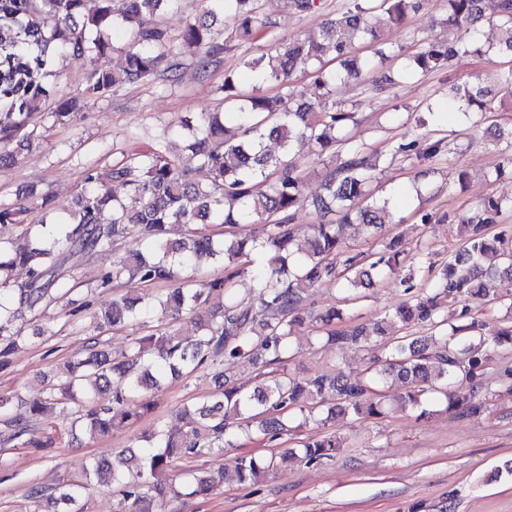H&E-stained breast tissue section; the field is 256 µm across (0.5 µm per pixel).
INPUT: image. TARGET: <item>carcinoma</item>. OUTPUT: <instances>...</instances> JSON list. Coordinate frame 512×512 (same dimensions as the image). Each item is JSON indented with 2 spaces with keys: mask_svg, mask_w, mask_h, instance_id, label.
Listing matches in <instances>:
<instances>
[{
  "mask_svg": "<svg viewBox=\"0 0 512 512\" xmlns=\"http://www.w3.org/2000/svg\"><path fill=\"white\" fill-rule=\"evenodd\" d=\"M113 2L0 0V147L13 146L0 153L1 165L15 162L41 137L37 128L27 130L51 97V87L39 77L56 75L57 61L68 56L107 55V28L125 30L129 43L121 71L96 67L90 72L86 91L100 96L130 80H175L181 54L189 55L205 77L226 49V27L235 41L248 45L273 26L260 0H199L176 41L164 16L180 0H120L119 9ZM485 2L445 0L446 24L458 36L430 39L407 54L396 51L402 58L396 76L375 81V89L396 85L407 74L429 76L454 58L482 52L471 26L484 16ZM492 2L502 36L489 49L512 58V0ZM423 5L424 0H346L318 32L244 56L254 86L245 92L237 78L224 76L225 120L216 112H201L195 123H185L179 154L168 148L175 132L170 125L151 139L148 149L108 169H88L82 192L59 224H46V215L58 208L51 195L41 197L34 215L27 207L0 204V224L18 229L14 237L0 236V360L22 341L23 313L44 318L47 309L73 291L63 268L72 253H112L136 231L145 250L113 256L99 287L177 283L161 297L129 289L91 313L90 327L99 333L136 327L145 334L131 339L121 359L92 348L68 362L64 376L47 387L46 397L29 402L24 417L10 415L13 400L0 397L8 439L24 436L30 423L53 407L74 416L72 423L108 436L154 413V401L141 393L161 390L169 378L203 368L215 385L212 396L178 408L180 428L159 421L140 443L113 458L95 459L80 480L52 491L32 489L35 512H84L83 491L92 483L117 487V512H153L156 501L206 496L223 480V472L192 469L173 481L168 471L177 461L238 446L242 433L270 442L286 432L304 434L297 447L285 449L277 460L240 456L236 477L243 485L257 484L288 461L331 460L341 440L322 427L338 412L364 419L383 416L388 410L383 390L392 385L400 389L396 409L419 418L437 404L462 415L483 411L476 393L489 365L497 354L512 352V324H493L480 313L500 304L489 282L512 277V230L488 232L500 222L507 203L488 196L460 218L464 239L446 261L436 264L423 254L410 255L402 237L380 234L391 220L388 200L369 190L379 157L344 139V123L352 113L336 109V90L375 66L374 59L354 52L355 44L377 42L382 24L399 25ZM298 70L311 74L322 90L320 101L304 100L292 85ZM267 85L276 86L278 94H264ZM484 97L481 87L465 84L455 88L450 106L479 129L486 123ZM78 111L74 96L49 116L65 124ZM268 139L279 141L280 153L266 148ZM441 149L442 140L425 135L392 146L391 153L429 159ZM305 151L327 160L322 192L312 197L304 196L297 173L296 159ZM199 172L206 181L196 179ZM113 183L133 205L112 192ZM305 207L322 220L311 225V236L301 246L293 223ZM202 224H220L229 231L216 239L200 229ZM348 224L373 229L377 249L369 255L350 251L342 239ZM489 255L499 257L501 266H484ZM216 262L223 265L219 277L181 276L186 269L197 272L200 265ZM404 267L408 273L398 285L405 298L377 322L338 329L344 310L336 307L302 316L310 288L341 284L349 293L345 301H356L359 289ZM18 269L27 275L21 284L14 280ZM246 274L254 288L242 297L236 285ZM156 309L162 320L151 325L148 315ZM185 316L198 329L192 339L174 328ZM308 321L319 324L320 339L338 354L367 348L375 338L385 353L355 377L339 372L297 379L283 366L293 336ZM396 322L432 335L396 336L391 332ZM460 381L471 392L454 390Z\"/></svg>",
  "mask_w": 512,
  "mask_h": 512,
  "instance_id": "obj_1",
  "label": "carcinoma"
}]
</instances>
